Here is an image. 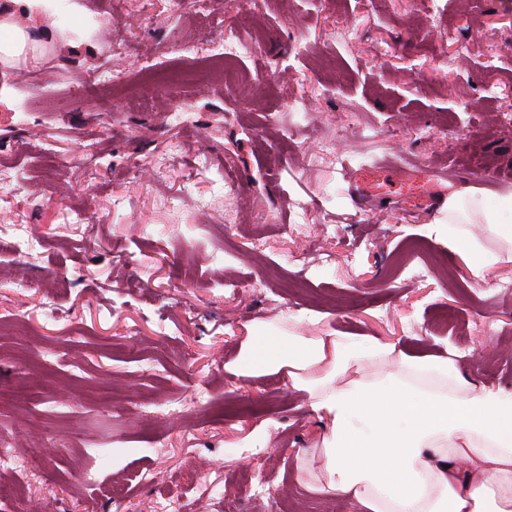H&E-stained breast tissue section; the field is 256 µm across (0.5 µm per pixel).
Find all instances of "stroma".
<instances>
[{
    "mask_svg": "<svg viewBox=\"0 0 512 512\" xmlns=\"http://www.w3.org/2000/svg\"><path fill=\"white\" fill-rule=\"evenodd\" d=\"M77 2L76 25L18 14L37 48L0 62V239L41 238L0 254V320L24 318L0 334V389L32 387L0 402V448L29 462L0 512H356L313 490L326 428L287 378L228 370L255 322L452 349L476 386L512 390V261L476 280L441 229L455 191L512 194V0H209L187 19ZM102 10L112 31L89 26ZM230 23L266 34L243 71L281 83L92 82L201 68ZM188 39L197 54L173 53ZM414 238L438 260L412 282ZM97 480L128 490L105 501Z\"/></svg>",
    "mask_w": 512,
    "mask_h": 512,
    "instance_id": "stroma-1",
    "label": "stroma"
}]
</instances>
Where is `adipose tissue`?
I'll use <instances>...</instances> for the list:
<instances>
[{"instance_id": "obj_1", "label": "adipose tissue", "mask_w": 512, "mask_h": 512, "mask_svg": "<svg viewBox=\"0 0 512 512\" xmlns=\"http://www.w3.org/2000/svg\"><path fill=\"white\" fill-rule=\"evenodd\" d=\"M477 222L505 253L471 232ZM448 246L478 277L512 260V194H450ZM394 354L372 336H283L257 324L228 368L287 375L328 426L319 492L358 512H512V391L476 388L442 355L398 356L396 371L366 374Z\"/></svg>"}]
</instances>
